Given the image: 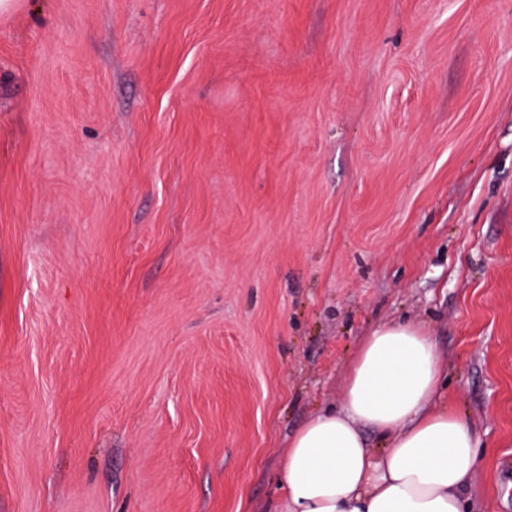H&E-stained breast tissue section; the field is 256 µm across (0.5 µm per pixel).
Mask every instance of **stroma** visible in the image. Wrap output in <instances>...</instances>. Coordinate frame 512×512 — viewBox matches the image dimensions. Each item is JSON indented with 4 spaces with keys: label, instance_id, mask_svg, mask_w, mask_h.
<instances>
[{
    "label": "stroma",
    "instance_id": "1",
    "mask_svg": "<svg viewBox=\"0 0 512 512\" xmlns=\"http://www.w3.org/2000/svg\"><path fill=\"white\" fill-rule=\"evenodd\" d=\"M387 320L512 512V0L0 17V512H269Z\"/></svg>",
    "mask_w": 512,
    "mask_h": 512
}]
</instances>
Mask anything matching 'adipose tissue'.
<instances>
[{
	"label": "adipose tissue",
	"instance_id": "ef3b65f1",
	"mask_svg": "<svg viewBox=\"0 0 512 512\" xmlns=\"http://www.w3.org/2000/svg\"><path fill=\"white\" fill-rule=\"evenodd\" d=\"M444 376L424 326L378 325L350 368L341 408L289 438L275 512H466L479 438L439 404ZM369 431L381 449L369 447Z\"/></svg>",
	"mask_w": 512,
	"mask_h": 512
}]
</instances>
